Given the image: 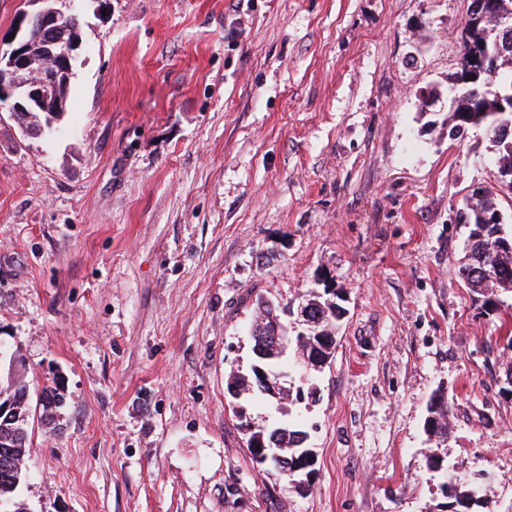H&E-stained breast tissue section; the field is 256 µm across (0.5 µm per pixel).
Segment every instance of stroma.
<instances>
[{"label":"stroma","instance_id":"35a3bbf8","mask_svg":"<svg viewBox=\"0 0 512 512\" xmlns=\"http://www.w3.org/2000/svg\"><path fill=\"white\" fill-rule=\"evenodd\" d=\"M79 14L69 106H0V373L28 387L29 512H512V289L457 269L451 223L498 153L448 134L470 0H55ZM433 100L420 109V96ZM334 288L347 315L289 419L307 491L253 463L227 392L253 301ZM60 379L50 424L43 390ZM454 405L447 440L428 402ZM462 484H463L462 481L457 482L456 480H453V481L446 480L442 484V491L446 495V497L455 498L457 504H459L461 507H463L465 509H469L470 505L472 503L477 502V500H473L475 494L474 493L472 494V492L474 491L478 495L479 493L486 491V486L485 487H480V486L474 487L471 490H469L466 494H464L463 492L459 491Z\"/></svg>","mask_w":512,"mask_h":512}]
</instances>
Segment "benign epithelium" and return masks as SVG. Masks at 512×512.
Returning <instances> with one entry per match:
<instances>
[{"instance_id": "benign-epithelium-1", "label": "benign epithelium", "mask_w": 512, "mask_h": 512, "mask_svg": "<svg viewBox=\"0 0 512 512\" xmlns=\"http://www.w3.org/2000/svg\"><path fill=\"white\" fill-rule=\"evenodd\" d=\"M31 21L45 28H57L67 24L70 17L51 9L25 18V22ZM475 34L478 35L477 44L462 59L460 70L451 79L448 90H453L455 84H476V97L492 94L496 97L499 114L512 112V85L507 87L497 82L499 61L508 57L512 51V7L506 0H471L462 35L470 39ZM10 45L11 48L0 55V62L6 61V66H0V100L13 101L12 110L19 114L31 112L35 106L43 105L59 80L71 75L72 60L76 57L78 45L48 41V53L53 60L51 65L40 64L32 56L26 31L20 26ZM289 316L292 321L287 323L278 320L271 325L264 321L252 324L250 334L264 339L255 348L257 359L264 362L282 357L292 344L299 342L304 345L307 353V370H321L331 360L327 352L332 350V345L331 341L321 336L320 315L313 313L308 301L301 300L289 308ZM254 369L262 379V388L266 394L275 399H288L291 388L288 387L285 374L272 377L258 365ZM250 446L257 464H269L264 434L255 435ZM313 465L314 457L311 456L292 471L295 487L306 486Z\"/></svg>"}]
</instances>
